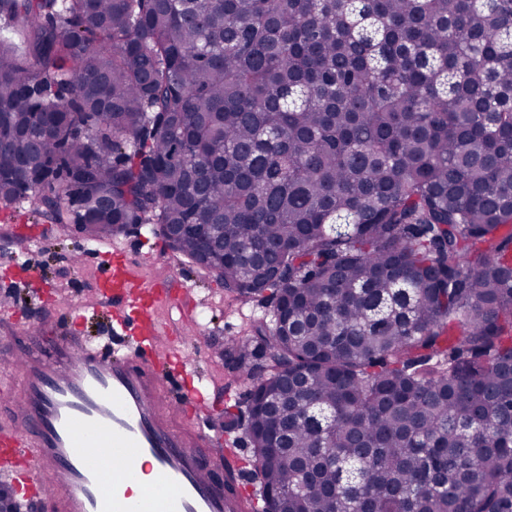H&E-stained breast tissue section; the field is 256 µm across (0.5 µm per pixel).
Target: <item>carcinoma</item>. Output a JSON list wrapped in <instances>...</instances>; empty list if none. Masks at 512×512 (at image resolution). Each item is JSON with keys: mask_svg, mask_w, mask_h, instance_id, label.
Here are the masks:
<instances>
[{"mask_svg": "<svg viewBox=\"0 0 512 512\" xmlns=\"http://www.w3.org/2000/svg\"><path fill=\"white\" fill-rule=\"evenodd\" d=\"M0 125V202L270 305L264 512H512V0H0Z\"/></svg>", "mask_w": 512, "mask_h": 512, "instance_id": "1", "label": "carcinoma"}]
</instances>
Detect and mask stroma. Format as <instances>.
Instances as JSON below:
<instances>
[{
    "label": "stroma",
    "instance_id": "35a3bbf8",
    "mask_svg": "<svg viewBox=\"0 0 512 512\" xmlns=\"http://www.w3.org/2000/svg\"><path fill=\"white\" fill-rule=\"evenodd\" d=\"M124 248L134 274L147 284L176 282L182 309L160 310L159 319L167 330L161 342L182 350L193 364L195 375L212 379L216 395L210 409L212 427L224 430V409H246L247 389L231 379V372L217 356L213 337L227 339L250 335L253 323L266 312L255 301L234 299L216 277L168 248L151 226L133 233H120L111 240H95L34 213L31 203L0 204V365L6 361V347L31 349L24 324L43 305L53 307V317L65 321L69 307L92 296L102 278L104 261L88 256L79 266L68 257L88 247ZM36 267L41 278L32 281L26 267Z\"/></svg>",
    "mask_w": 512,
    "mask_h": 512
}]
</instances>
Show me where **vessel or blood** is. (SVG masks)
<instances>
[{
	"mask_svg": "<svg viewBox=\"0 0 512 512\" xmlns=\"http://www.w3.org/2000/svg\"><path fill=\"white\" fill-rule=\"evenodd\" d=\"M120 314V336L92 341L67 336L19 361L22 384L12 397L19 426L0 432L1 470L34 512H240L230 491L236 466L220 471L203 453L205 436L175 431L161 407L168 396L193 414L210 411V387L181 389L184 356L160 346L159 310L166 291L125 268L96 289Z\"/></svg>",
	"mask_w": 512,
	"mask_h": 512,
	"instance_id": "1",
	"label": "vessel or blood"
}]
</instances>
